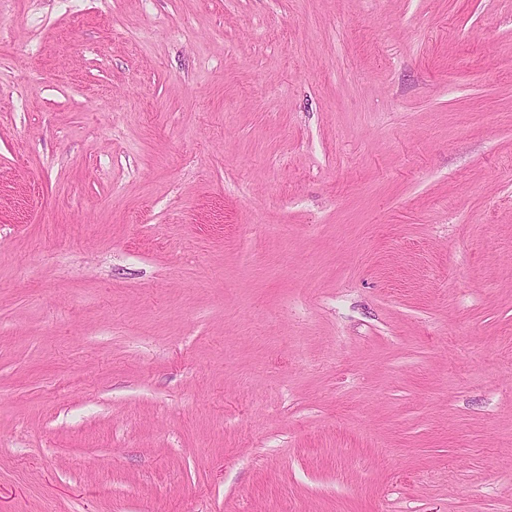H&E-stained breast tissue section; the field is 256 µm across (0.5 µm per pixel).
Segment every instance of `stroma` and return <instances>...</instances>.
Masks as SVG:
<instances>
[{
  "label": "stroma",
  "instance_id": "1",
  "mask_svg": "<svg viewBox=\"0 0 512 512\" xmlns=\"http://www.w3.org/2000/svg\"><path fill=\"white\" fill-rule=\"evenodd\" d=\"M0 512H512V0H0Z\"/></svg>",
  "mask_w": 512,
  "mask_h": 512
}]
</instances>
